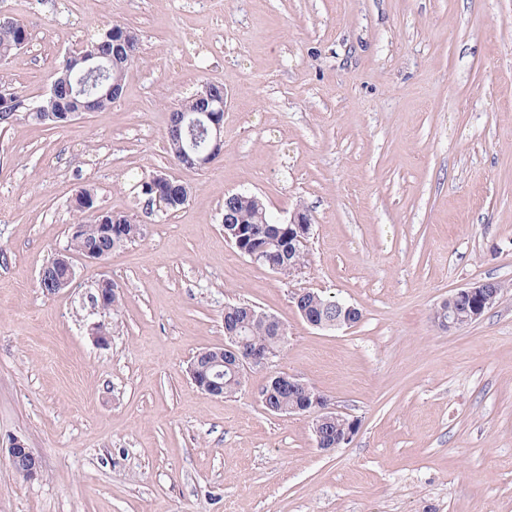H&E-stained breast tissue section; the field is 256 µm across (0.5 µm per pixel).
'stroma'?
<instances>
[{
  "label": "stroma",
  "mask_w": 512,
  "mask_h": 512,
  "mask_svg": "<svg viewBox=\"0 0 512 512\" xmlns=\"http://www.w3.org/2000/svg\"><path fill=\"white\" fill-rule=\"evenodd\" d=\"M0 15L30 33L0 64L29 97L104 26L140 46L111 106L0 132V443L24 439L43 468L25 480L0 450V512H512V0H0ZM206 83L224 88V147L195 171L166 129ZM158 170L190 192L162 218L138 192ZM88 186L145 235L43 294ZM235 193L277 218L307 209L300 273L225 242ZM106 278L123 307L100 346ZM476 279L501 301L440 330L435 305ZM306 288L361 320L310 327ZM229 302L288 340L211 397L186 369L223 344ZM273 370L357 420L351 442L322 452L307 416L268 412Z\"/></svg>",
  "instance_id": "stroma-1"
}]
</instances>
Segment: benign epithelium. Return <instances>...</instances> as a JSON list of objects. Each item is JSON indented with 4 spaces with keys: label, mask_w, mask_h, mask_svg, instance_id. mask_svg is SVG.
Returning <instances> with one entry per match:
<instances>
[{
    "label": "benign epithelium",
    "mask_w": 512,
    "mask_h": 512,
    "mask_svg": "<svg viewBox=\"0 0 512 512\" xmlns=\"http://www.w3.org/2000/svg\"><path fill=\"white\" fill-rule=\"evenodd\" d=\"M215 100L218 108L213 112H203L196 117L189 113L187 118V129L208 131L210 134V150L214 153L223 145L224 138V96L217 95ZM280 223L288 225V240H293L301 246H306L312 230V222L309 214L302 209H295L290 216L280 220ZM40 277L48 279L51 291L59 292L70 287L74 281L73 254L63 252L59 255L58 263L52 273H46V268H41ZM499 301L498 288L492 281H475L463 288L455 290L447 299L440 303V327L445 331L457 328L462 323H473L480 319L486 311L495 306ZM343 317L334 321L324 320L315 314L309 313V308H298L299 313L310 326L323 329L335 330L347 327L352 324L351 313L355 306L341 304ZM244 312L246 317L262 318L278 327L279 340L274 347L257 346L251 350L243 348V340L239 336L240 326L230 327L225 330L224 336V358L213 359L208 364L200 362V354H195L190 361L188 370L191 382L201 392L216 396L224 390V370L238 375L247 368H264L269 365L278 349L285 343L288 330L281 326L279 319L253 304H245ZM288 412H301L310 417L312 433L315 437L317 447L325 452H330L348 443L357 431V426H352L344 434L337 435L331 431L330 425L339 414L329 406L325 398L316 399L309 403L307 401L288 408ZM5 452L13 468L19 470L27 480H34L42 475L40 459L33 454L27 444L20 438H12L5 446Z\"/></svg>",
    "instance_id": "obj_1"
}]
</instances>
